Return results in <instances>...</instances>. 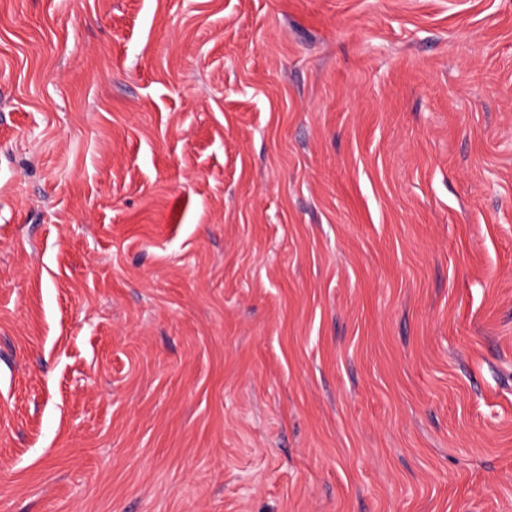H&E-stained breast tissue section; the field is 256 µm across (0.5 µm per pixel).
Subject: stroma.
Listing matches in <instances>:
<instances>
[{"mask_svg": "<svg viewBox=\"0 0 512 512\" xmlns=\"http://www.w3.org/2000/svg\"><path fill=\"white\" fill-rule=\"evenodd\" d=\"M0 512H512V0H0Z\"/></svg>", "mask_w": 512, "mask_h": 512, "instance_id": "obj_1", "label": "stroma"}]
</instances>
